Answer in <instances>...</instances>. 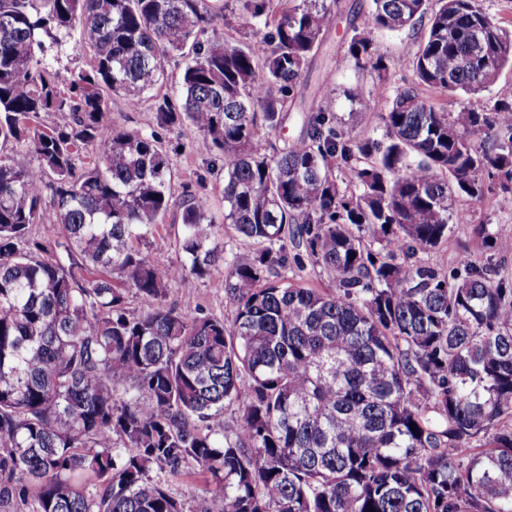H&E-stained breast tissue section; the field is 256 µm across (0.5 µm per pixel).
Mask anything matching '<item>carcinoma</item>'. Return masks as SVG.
<instances>
[{"label": "carcinoma", "mask_w": 512, "mask_h": 512, "mask_svg": "<svg viewBox=\"0 0 512 512\" xmlns=\"http://www.w3.org/2000/svg\"><path fill=\"white\" fill-rule=\"evenodd\" d=\"M340 3L0 0V142L37 158L0 156V512H186L169 477L191 467L220 512H512V282L490 259L450 276L415 259L448 241L455 196L512 193V102L423 95L488 90L512 32L476 0H372L346 55L374 102L345 96L382 136L346 137L322 85L305 134L261 151ZM422 23L398 59L416 81L391 93L378 34ZM72 39L90 62L62 73ZM174 57L177 90L154 92ZM113 94L200 133L224 223L260 249L224 258L204 196L183 263L134 248L171 170L155 134L112 126ZM474 233L502 253L503 232ZM306 257L336 287L287 280ZM220 262L231 322L166 303Z\"/></svg>", "instance_id": "1"}]
</instances>
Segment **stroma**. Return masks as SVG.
Instances as JSON below:
<instances>
[{
	"instance_id": "obj_1",
	"label": "stroma",
	"mask_w": 512,
	"mask_h": 512,
	"mask_svg": "<svg viewBox=\"0 0 512 512\" xmlns=\"http://www.w3.org/2000/svg\"><path fill=\"white\" fill-rule=\"evenodd\" d=\"M371 18L370 0H343V12L333 19L322 45L309 69L295 88V98L288 102L282 125L268 138L270 144L283 146L299 138L305 131L306 116L314 104V93L322 80H329L332 88L359 89L371 94L375 80L369 72L356 68L345 52L344 42L351 25H363ZM512 100V68H505L489 91L468 98L457 94L440 96L439 101L449 111L457 112L470 105L493 106L498 101ZM109 112L116 129L157 133L169 158L172 171L171 208L159 223L143 250L158 264L176 266L184 260L181 249L183 204L190 196L204 194L210 201V214L224 246L225 256L242 253L235 231L224 222V170L216 152L203 143L202 136L189 125L157 128L155 115L149 106L130 110L123 98H111ZM453 225L448 241L440 247L420 253L421 261L440 271L448 272L458 264L471 261L485 263L487 254L475 243L472 227L487 225L489 230L502 229L512 233V194L498 191L488 194L481 202L464 195L456 196L453 204ZM225 266H217L197 281L192 296H185L178 284L167 289L169 304L203 309L205 313L232 319L233 304L224 295Z\"/></svg>"
}]
</instances>
